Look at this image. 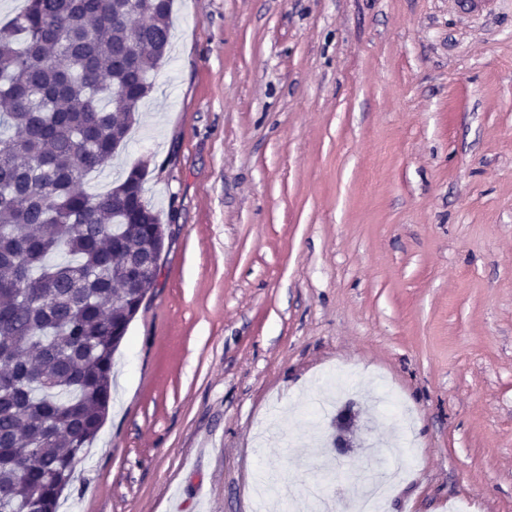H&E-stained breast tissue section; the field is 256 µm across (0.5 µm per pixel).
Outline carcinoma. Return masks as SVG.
Returning a JSON list of instances; mask_svg holds the SVG:
<instances>
[{
	"mask_svg": "<svg viewBox=\"0 0 512 512\" xmlns=\"http://www.w3.org/2000/svg\"><path fill=\"white\" fill-rule=\"evenodd\" d=\"M173 0H26L0 26V512H57L112 400V355L165 240L127 141Z\"/></svg>",
	"mask_w": 512,
	"mask_h": 512,
	"instance_id": "1",
	"label": "carcinoma"
}]
</instances>
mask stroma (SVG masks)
<instances>
[{"label":"stroma","instance_id":"obj_1","mask_svg":"<svg viewBox=\"0 0 512 512\" xmlns=\"http://www.w3.org/2000/svg\"><path fill=\"white\" fill-rule=\"evenodd\" d=\"M131 139L165 247L60 512H512V0H174ZM355 403V446L331 447Z\"/></svg>","mask_w":512,"mask_h":512}]
</instances>
